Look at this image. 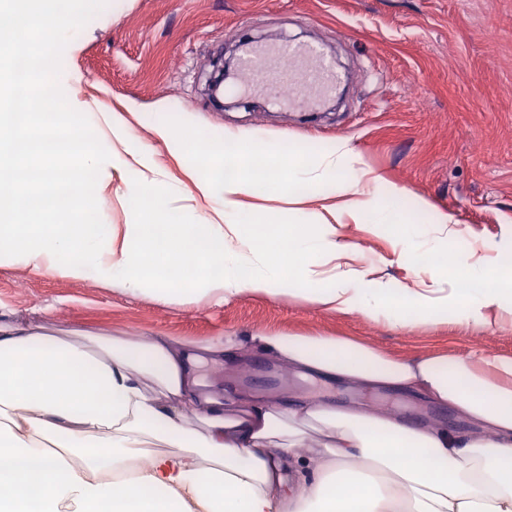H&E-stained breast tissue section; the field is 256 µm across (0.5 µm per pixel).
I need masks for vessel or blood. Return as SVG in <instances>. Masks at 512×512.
Here are the masks:
<instances>
[{
  "mask_svg": "<svg viewBox=\"0 0 512 512\" xmlns=\"http://www.w3.org/2000/svg\"><path fill=\"white\" fill-rule=\"evenodd\" d=\"M240 74L247 77L251 90L288 87L289 101L304 103L311 96L335 92L342 77L322 50L309 43L250 42L238 62Z\"/></svg>",
  "mask_w": 512,
  "mask_h": 512,
  "instance_id": "vessel-or-blood-1",
  "label": "vessel or blood"
}]
</instances>
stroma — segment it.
<instances>
[{
	"label": "stroma",
	"mask_w": 512,
	"mask_h": 512,
	"mask_svg": "<svg viewBox=\"0 0 512 512\" xmlns=\"http://www.w3.org/2000/svg\"><path fill=\"white\" fill-rule=\"evenodd\" d=\"M319 45L344 64L342 97L313 107H278L264 91L233 93L216 105L212 61L235 56L243 37ZM55 70L69 97L126 112L191 205L182 162L142 127L137 113L169 125L191 113L282 152L303 153L343 139L360 166L406 187L453 216L449 254L472 252L512 266V0H87ZM350 265L410 283L389 232L341 224ZM0 305L17 321L60 331L155 332L197 341L267 331L285 336L363 339L402 358L420 355L512 357V323L417 324L398 328L301 298L242 293L221 304L176 305L90 281L45 278L20 263L0 264ZM225 387L253 395L315 393L336 407L363 403L410 426H473L452 408L389 390L361 392L304 379L247 347L217 372Z\"/></svg>",
	"instance_id": "obj_1"
}]
</instances>
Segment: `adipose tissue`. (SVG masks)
Segmentation results:
<instances>
[{
	"instance_id": "obj_1",
	"label": "adipose tissue",
	"mask_w": 512,
	"mask_h": 512,
	"mask_svg": "<svg viewBox=\"0 0 512 512\" xmlns=\"http://www.w3.org/2000/svg\"><path fill=\"white\" fill-rule=\"evenodd\" d=\"M80 0H0V248L44 277L90 280L188 305L243 292L304 299L406 327L512 316V271L449 257L447 214L406 224L408 189L354 164L347 141L278 153L191 119L152 125L189 163L195 203L175 190L119 112L65 96L52 65ZM105 139L100 152L90 134ZM120 179L127 221L102 219ZM344 200L334 221L297 193ZM288 199L247 216L243 199ZM397 224L399 259L425 288L343 268L336 225ZM251 346L303 377L389 388L452 407L469 434L332 407L313 395L235 399L200 369ZM193 403L197 419L183 413ZM0 512H512V357L396 359L356 339L264 331L198 343L144 333L55 335L0 311Z\"/></svg>"
}]
</instances>
